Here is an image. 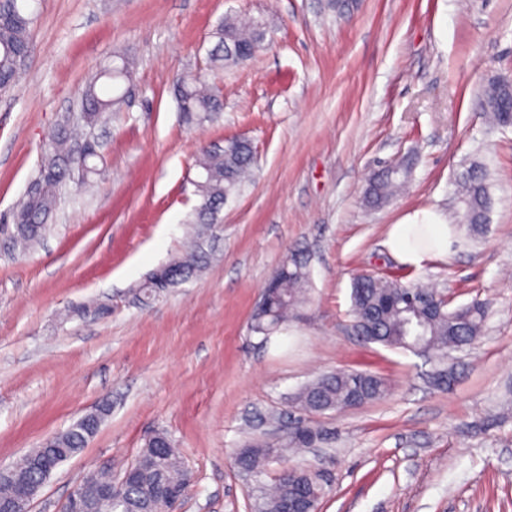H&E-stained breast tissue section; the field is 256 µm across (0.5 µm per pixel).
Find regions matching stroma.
I'll list each match as a JSON object with an SVG mask.
<instances>
[{"instance_id": "stroma-1", "label": "stroma", "mask_w": 512, "mask_h": 512, "mask_svg": "<svg viewBox=\"0 0 512 512\" xmlns=\"http://www.w3.org/2000/svg\"><path fill=\"white\" fill-rule=\"evenodd\" d=\"M228 14L264 19L266 47L211 72ZM118 56L134 63L121 110L72 129L101 153L95 188L64 187L37 244L0 240V466L109 406L32 512H64L88 471H119L161 431L196 475L179 512H250L290 466L321 475L319 512H512V127L485 119L482 96L512 79V0H356L341 16L323 0H38L22 77L0 92V225ZM200 71L224 94L214 122L175 98V77ZM230 138L252 143L253 180L212 225L202 271L140 302L191 239L200 148ZM408 159L405 189L370 207L373 173ZM474 166L489 176L487 231L461 230L422 269L400 264L390 224L422 208L459 223ZM296 249L311 256V303L262 341L252 314ZM359 270L488 307L483 336L448 356L453 388L434 384L430 357L354 336ZM341 369L377 374L389 396L314 416L331 440L261 476L236 466L238 448L286 439L307 381Z\"/></svg>"}]
</instances>
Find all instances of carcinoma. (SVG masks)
<instances>
[{
	"label": "carcinoma",
	"instance_id": "cac0c4a2",
	"mask_svg": "<svg viewBox=\"0 0 512 512\" xmlns=\"http://www.w3.org/2000/svg\"><path fill=\"white\" fill-rule=\"evenodd\" d=\"M35 15L27 0H0V90L11 87L19 74L18 62L27 56L30 30ZM264 24L255 20L248 24L231 15L224 16L213 37L214 47L209 52V63L214 68L231 67L249 59L264 46ZM133 65L126 57L112 61L88 84L83 99V118L86 123L98 122L106 113L117 109L124 98L121 84L129 82ZM108 82L99 84L100 79ZM175 92L180 111L200 121L212 120L224 111V98L213 85L195 74H182L175 79ZM485 107L495 124L512 125V86L490 81L485 90ZM71 132L63 123L48 138V147L37 175L31 180L22 203L13 212L16 241L32 243L40 240L48 228V220L56 207L59 186L74 179L88 181L96 166L73 168L71 159ZM255 164L249 142L227 140L224 145L203 147L199 150L198 179L193 182L200 204L195 209L194 223L209 226L216 221L224 201L237 195L250 176ZM409 164L403 162L377 172L366 191L368 204L378 206L386 202L395 189L408 179ZM462 198L466 205L465 219L469 231L480 235L484 231L491 195L485 174L468 170L461 180ZM204 256L193 244L190 253L171 262L178 279L169 284L173 288L194 277ZM309 255L303 250L292 252L281 264L263 292L262 303L253 315L252 332L262 340L281 330L308 303L311 288ZM162 292L157 272L153 271L139 290L141 299L148 300ZM353 325L368 334L360 337L366 344H379L391 349H411L415 343L433 353L439 362L436 381L448 386L453 381V369L445 366L448 353L472 344L482 334L486 311L483 304L451 306V300L442 293L417 284H404L388 275L362 272L354 276L351 285ZM389 386L379 376L354 370L336 371L311 381L297 393L295 402L304 413H324L361 407L383 400ZM294 436L277 448L267 444H248L238 449L235 464L252 473L261 472L267 460L295 448L313 446L322 427L302 419ZM89 438L86 426L76 420L63 432L52 436L51 444L62 450L58 463L62 464L80 453ZM133 467L140 468L138 478L126 483L115 504L106 503L104 512H176L183 500L171 502L157 494L160 485L186 486V468L180 453L166 436L149 440L139 451ZM304 495L312 508H318L323 488L318 477L307 469L294 473L282 472L274 486L260 495L256 512H282L284 505L298 495Z\"/></svg>",
	"mask_w": 512,
	"mask_h": 512
}]
</instances>
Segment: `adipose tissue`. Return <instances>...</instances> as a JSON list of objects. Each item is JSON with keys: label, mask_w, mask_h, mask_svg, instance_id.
<instances>
[{"label": "adipose tissue", "mask_w": 512, "mask_h": 512, "mask_svg": "<svg viewBox=\"0 0 512 512\" xmlns=\"http://www.w3.org/2000/svg\"><path fill=\"white\" fill-rule=\"evenodd\" d=\"M457 240L456 225L433 211L421 210L390 225L386 244L402 265L419 269L451 255Z\"/></svg>", "instance_id": "obj_1"}]
</instances>
